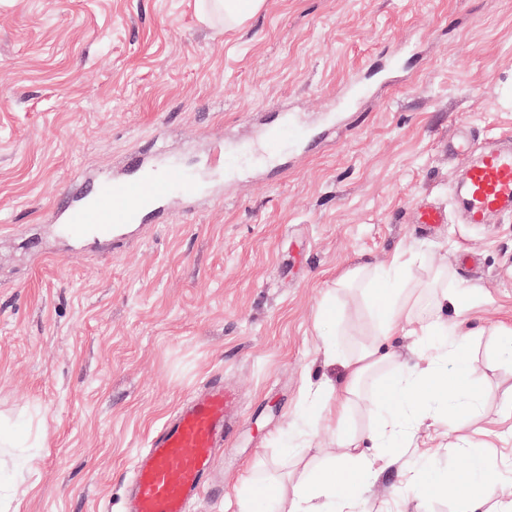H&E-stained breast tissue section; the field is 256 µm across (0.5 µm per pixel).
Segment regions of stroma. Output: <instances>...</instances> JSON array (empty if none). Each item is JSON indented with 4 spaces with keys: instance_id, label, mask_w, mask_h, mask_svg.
<instances>
[{
    "instance_id": "obj_1",
    "label": "stroma",
    "mask_w": 512,
    "mask_h": 512,
    "mask_svg": "<svg viewBox=\"0 0 512 512\" xmlns=\"http://www.w3.org/2000/svg\"><path fill=\"white\" fill-rule=\"evenodd\" d=\"M354 80L366 97L339 107ZM281 112L306 128L296 151L257 140ZM461 122L479 142L512 133V0H265L230 30L204 0H0V424L46 433L30 471L0 447L19 512H122L133 460L214 381L237 397L222 491L188 512H241L252 475L293 484L335 450L302 420L304 386L340 373L320 305L344 352L372 340L362 290L339 281L398 249L416 256L410 287L441 268L477 299L463 319L482 410L423 422L448 435L432 466L455 472L493 428V477L512 484V360L494 331L512 326V216L451 212ZM134 157L192 174L193 204L166 200L113 247L62 234L53 208ZM424 201L447 223L416 224ZM366 453L361 512H462L408 488L418 459Z\"/></svg>"
}]
</instances>
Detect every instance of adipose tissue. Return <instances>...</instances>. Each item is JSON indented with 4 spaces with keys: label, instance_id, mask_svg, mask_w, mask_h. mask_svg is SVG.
Listing matches in <instances>:
<instances>
[{
    "label": "adipose tissue",
    "instance_id": "adipose-tissue-1",
    "mask_svg": "<svg viewBox=\"0 0 512 512\" xmlns=\"http://www.w3.org/2000/svg\"><path fill=\"white\" fill-rule=\"evenodd\" d=\"M409 264L406 250L400 249L385 271H357L381 338L351 354L343 353L335 340H326L325 358L340 366V375L308 384L303 391L309 427L325 420L339 425L366 380L385 372V379L372 394L388 410L368 438L391 458L415 454L423 445V416L474 417L479 415L482 402L477 385L469 380L471 340L460 322L471 301L459 289L435 288L427 302H420L414 289L406 285ZM400 332L426 340L436 336L441 345L426 364L400 362L384 352L381 344L382 338ZM336 441L341 455L304 468L293 488L272 479H253L243 500V512H252L258 500L268 505L269 512H357L361 488L375 476L376 469L354 436L340 432ZM463 470L460 479L427 471L426 486L449 497L466 498L473 512H479L487 500L499 495L488 473L487 455L469 453Z\"/></svg>",
    "mask_w": 512,
    "mask_h": 512
}]
</instances>
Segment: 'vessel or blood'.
I'll return each mask as SVG.
<instances>
[{
	"instance_id": "vessel-or-blood-1",
	"label": "vessel or blood",
	"mask_w": 512,
	"mask_h": 512,
	"mask_svg": "<svg viewBox=\"0 0 512 512\" xmlns=\"http://www.w3.org/2000/svg\"><path fill=\"white\" fill-rule=\"evenodd\" d=\"M448 149L464 162L454 190L462 223L490 224L512 215V134L478 146L462 132ZM193 191L192 179L176 170L138 179L106 177L94 199L77 197L54 215L71 236L117 242L163 200ZM234 401L222 384H210L152 435L136 459L126 512H187L192 499L214 491L213 450L228 433Z\"/></svg>"
}]
</instances>
